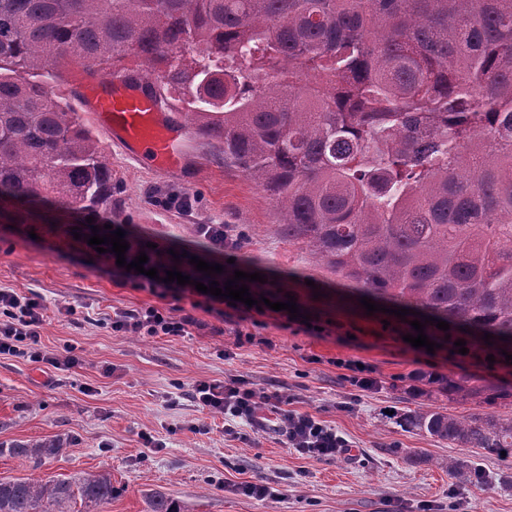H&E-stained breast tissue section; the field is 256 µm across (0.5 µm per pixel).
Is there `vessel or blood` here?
<instances>
[{
  "mask_svg": "<svg viewBox=\"0 0 512 512\" xmlns=\"http://www.w3.org/2000/svg\"><path fill=\"white\" fill-rule=\"evenodd\" d=\"M83 98L86 112L125 154L155 170L172 172L183 167V143L190 130L174 122L158 93L97 72L89 77Z\"/></svg>",
  "mask_w": 512,
  "mask_h": 512,
  "instance_id": "b4317fda",
  "label": "vessel or blood"
}]
</instances>
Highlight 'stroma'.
Returning a JSON list of instances; mask_svg holds the SVG:
<instances>
[{
  "instance_id": "35a3bbf8",
  "label": "stroma",
  "mask_w": 512,
  "mask_h": 512,
  "mask_svg": "<svg viewBox=\"0 0 512 512\" xmlns=\"http://www.w3.org/2000/svg\"><path fill=\"white\" fill-rule=\"evenodd\" d=\"M96 139L112 168L113 223L136 240L177 253L201 252L196 225L227 224L239 235L237 267L264 274L294 296L300 313L324 325L322 335L298 324L220 318L149 290L121 284L90 260L74 240L85 215H57L54 223L0 221V289L39 295L46 306L41 342L54 354L72 349L76 367L48 373L26 360L0 357V444L60 438L64 454L41 468L45 477L72 478L108 471L116 490L103 512H149L161 494L181 512H512L507 470L493 455L447 444L397 426L396 415L417 407L418 374H465L478 383L512 387V366L465 357L448 349L412 348L409 321L366 313L360 295L337 285L304 246L289 242L274 201L248 177L213 159L205 139L186 143L179 172L149 168L113 144ZM187 194V211L166 210L157 198ZM68 303L78 315L56 314ZM192 310L189 335L120 336L100 326L113 309L149 305ZM361 364L372 384L348 380L345 362ZM237 376L279 390L291 407L336 428L348 454L319 461L288 448L270 431L241 441L207 418L189 392L199 381ZM210 422L206 434L190 426ZM467 458L485 473L483 488L452 477L448 461ZM265 478L276 497L260 500L240 487Z\"/></svg>"
}]
</instances>
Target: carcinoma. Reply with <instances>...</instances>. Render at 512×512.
<instances>
[{"label": "carcinoma", "mask_w": 512, "mask_h": 512, "mask_svg": "<svg viewBox=\"0 0 512 512\" xmlns=\"http://www.w3.org/2000/svg\"><path fill=\"white\" fill-rule=\"evenodd\" d=\"M71 57L157 85L277 205L288 241L355 290L512 355V0H0V208L112 211V168L48 86ZM404 429L485 454L512 389L442 378ZM59 439L0 444L37 470ZM448 473L477 481L468 460ZM107 471L0 478V512H98Z\"/></svg>", "instance_id": "1"}]
</instances>
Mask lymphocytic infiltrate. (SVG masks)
I'll return each instance as SVG.
<instances>
[{"mask_svg":"<svg viewBox=\"0 0 512 512\" xmlns=\"http://www.w3.org/2000/svg\"><path fill=\"white\" fill-rule=\"evenodd\" d=\"M142 253L148 256V267L157 268L162 273L177 269L191 277V284L181 286L175 282L167 283L126 270L125 266H117L116 256L110 252L103 253L102 259L124 283L148 289L161 298L169 296L177 301L191 299L194 309L242 320L258 314L285 323L290 320L288 311L271 308L272 303L280 301V294L262 289L258 282H249L248 287L252 297L269 299V307L263 309L198 292L194 287L195 282L207 284L211 278L197 271L188 258L176 262L162 249H152L146 247L145 243L133 240L129 243L125 259L127 262L133 261ZM45 321L46 307L39 296L0 289V355L23 358L55 370L77 366L78 359L73 354L58 355L44 350L41 330ZM195 323L191 313L181 314L173 307L162 310L148 306L138 310H113L108 326L112 332L126 336H184ZM190 396L208 413L222 415L226 421L225 434L237 439L244 440L249 433L272 429L286 438L289 447L320 461L338 458L348 446L347 440L324 421L308 413L285 409L286 398L276 390L255 387L238 378H227L197 383Z\"/></svg>","mask_w":512,"mask_h":512,"instance_id":"f902f5d3","label":"lymphocytic infiltrate"}]
</instances>
